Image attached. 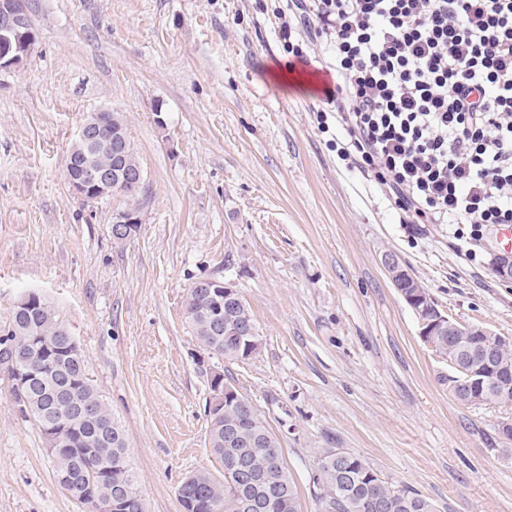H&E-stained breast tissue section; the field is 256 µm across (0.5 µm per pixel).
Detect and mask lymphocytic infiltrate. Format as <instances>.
Returning <instances> with one entry per match:
<instances>
[{
    "label": "lymphocytic infiltrate",
    "mask_w": 512,
    "mask_h": 512,
    "mask_svg": "<svg viewBox=\"0 0 512 512\" xmlns=\"http://www.w3.org/2000/svg\"><path fill=\"white\" fill-rule=\"evenodd\" d=\"M285 46L332 51L342 159L408 224H512V0H288Z\"/></svg>",
    "instance_id": "obj_1"
}]
</instances>
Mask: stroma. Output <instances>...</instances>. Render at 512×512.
<instances>
[{
	"label": "stroma",
	"mask_w": 512,
	"mask_h": 512,
	"mask_svg": "<svg viewBox=\"0 0 512 512\" xmlns=\"http://www.w3.org/2000/svg\"><path fill=\"white\" fill-rule=\"evenodd\" d=\"M285 0H28L35 43L0 70V326L39 293L77 339L129 448L146 512H181L191 472L221 476L208 446L210 373L255 405L300 495L320 512L315 457L340 448L437 512H512V406L464 405L448 363L383 266L393 254L453 319L512 339V281L489 269L498 229L466 244L452 224H404L337 152L328 72L290 69ZM120 113L145 173L143 224L112 237L118 192L87 200L65 178L84 118ZM231 282L261 339L209 355L186 293ZM0 512H89L0 371Z\"/></svg>",
	"instance_id": "1"
}]
</instances>
